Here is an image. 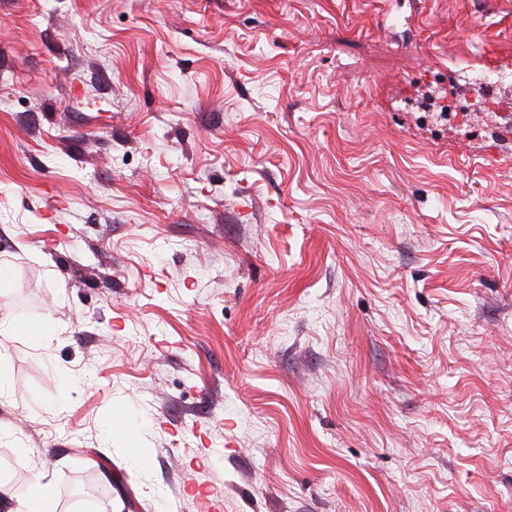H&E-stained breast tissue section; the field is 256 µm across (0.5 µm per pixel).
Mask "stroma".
Segmentation results:
<instances>
[{"label":"stroma","mask_w":512,"mask_h":512,"mask_svg":"<svg viewBox=\"0 0 512 512\" xmlns=\"http://www.w3.org/2000/svg\"><path fill=\"white\" fill-rule=\"evenodd\" d=\"M488 47L512 0H0V499L512 512ZM8 512H56V486L52 481L36 478L31 482L27 497Z\"/></svg>","instance_id":"1"}]
</instances>
